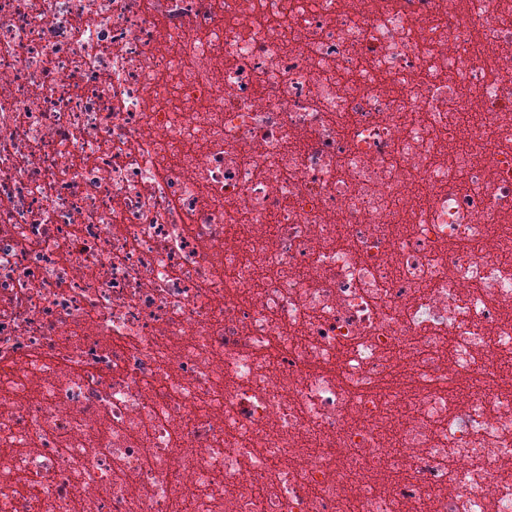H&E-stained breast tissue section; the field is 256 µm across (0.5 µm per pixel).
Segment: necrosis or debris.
Returning a JSON list of instances; mask_svg holds the SVG:
<instances>
[{
	"instance_id": "1",
	"label": "necrosis or debris",
	"mask_w": 512,
	"mask_h": 512,
	"mask_svg": "<svg viewBox=\"0 0 512 512\" xmlns=\"http://www.w3.org/2000/svg\"><path fill=\"white\" fill-rule=\"evenodd\" d=\"M0 512H512V0H0Z\"/></svg>"
}]
</instances>
